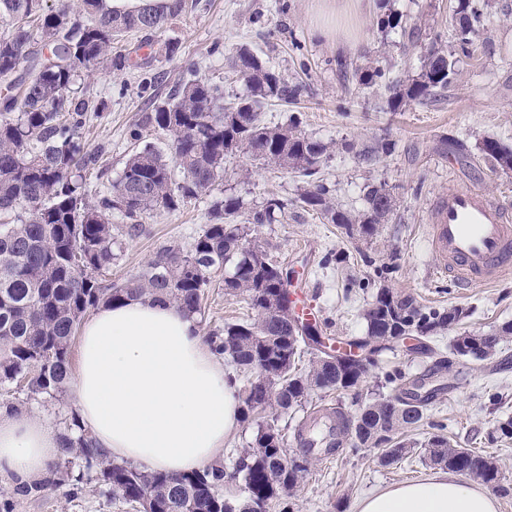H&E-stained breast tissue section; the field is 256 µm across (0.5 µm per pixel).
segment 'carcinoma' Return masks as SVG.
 <instances>
[{"instance_id": "1", "label": "carcinoma", "mask_w": 512, "mask_h": 512, "mask_svg": "<svg viewBox=\"0 0 512 512\" xmlns=\"http://www.w3.org/2000/svg\"><path fill=\"white\" fill-rule=\"evenodd\" d=\"M183 6V0H159L121 12L105 0H81L75 9H47L43 0H0V22L9 26V33L0 36V80L6 84L0 96V215L5 219L0 224V387L24 379L32 396H59L69 386L71 343L87 312L141 296L198 315L212 272L230 263L233 270L224 277V291L244 296L257 319L226 324L212 331L207 342L247 375L242 419L264 410L268 414L236 462L246 496L240 501L224 497L222 467L173 476L118 462L94 446L75 415L63 421L67 433L62 454L78 467L75 481L94 479L113 497L145 512H294L293 491L313 458L335 455L346 446L355 453L376 448L385 465L409 454L412 446L396 434L421 423L442 388L423 395L406 374L386 372L385 382L396 385L394 394L372 397L353 415L336 409L322 420L309 416L296 432L302 451L293 456L278 426L282 415L303 406L315 388L329 392L357 387L370 369L381 368L382 353L399 336L415 337L414 352L436 356L430 378L453 366L456 358L481 361L498 350L512 336V323L491 333H474L462 327L457 309H427L409 295L381 288L364 313L367 335L336 340L361 350L365 363L340 368L322 362L289 314L288 290L277 287L279 264L253 241L256 228L284 217L287 204L276 198L244 216L239 199L226 196L215 204L212 223L188 254L166 246L134 277L122 283L99 280L96 272L112 265L122 249L113 213L130 220L125 233L133 237L140 230V215L175 211L211 194L224 178V164L237 154L257 166L293 170L308 178V187L297 197L300 207L348 232L355 229L371 237L393 213L384 182L364 184V205L358 213L332 202L330 188L318 177L328 146L303 134L295 122L271 125L264 119L269 101H293L303 86L285 83L247 46L231 57L246 95L226 104L217 85L190 80L177 86L143 119L144 125L170 134L171 159L145 144L129 157L111 194L90 203L81 172L97 164L98 154L87 150L81 137L92 106L77 86L80 69L122 65L123 55L112 56L114 44L131 31L158 33ZM489 7V0H457L454 50L435 44L420 56L414 73L395 79L377 59L364 69L362 81L384 85L391 112L441 99L458 76L460 63L475 55ZM377 28L384 39L397 34L418 42L417 21L398 11L380 17ZM481 151L492 169L512 171L511 149L486 139ZM176 167L182 173L179 179ZM445 330L456 332L448 357L430 345ZM305 353L312 359L303 370L297 363ZM434 428L437 432L422 444L429 463L477 478L501 495L512 493L495 462L451 443L444 424Z\"/></svg>"}]
</instances>
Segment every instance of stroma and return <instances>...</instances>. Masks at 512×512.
<instances>
[{
	"label": "stroma",
	"instance_id": "obj_1",
	"mask_svg": "<svg viewBox=\"0 0 512 512\" xmlns=\"http://www.w3.org/2000/svg\"><path fill=\"white\" fill-rule=\"evenodd\" d=\"M185 12L172 18L152 38V59L141 67L82 73L87 94L98 115L89 116L81 135L89 151L100 152L86 175L89 200L112 191V183L134 151L129 131L141 126L144 141L167 149V132L141 121L153 102L164 101L183 81L205 79L220 85L226 100L243 96L246 88L229 67V60L246 45L269 58L287 81L303 84L297 101L270 103L267 123L284 124L298 116L307 136L330 143L332 152L320 176L332 189L336 204L357 211L363 206L366 180L388 184L396 209L388 224L371 238L348 236L320 215L302 210L294 201L304 179L294 171L255 167L243 156L227 162L224 178L204 198L175 211H153L140 218L141 231L124 238L122 252L100 274L103 282H121L136 275L165 246L188 248L208 222L214 201L239 197L243 211L261 209L267 199L288 202V217L259 227L256 237L271 256L297 277L289 293H303L328 336H362L363 313L372 302L380 267H388L385 286L412 296L420 305L467 311L464 325L486 331L512 322V278L492 286L458 288L439 276L430 257L424 226L436 196L449 184L475 186L492 198L512 204V172L493 170L479 146L488 136L512 149V0H491L488 29L479 58L464 61L446 97L437 105H411L400 112L386 109L381 85L362 84L357 71L380 58L396 72L412 71L421 49L433 41L452 44V11L448 0H187ZM418 18L417 50L408 52L400 36L382 38L377 20L387 10ZM176 45L168 53V45ZM159 77L157 86L145 79ZM450 137L465 145L464 153L445 148ZM389 140L393 150L374 164L362 161L363 148ZM224 271L211 276L204 299L201 334L255 316L243 297L225 294ZM382 370H373L357 389L344 393L312 392L302 407L279 420L289 454L300 446L294 438L299 423L315 409L330 405L356 413L375 393L390 394ZM444 393L430 407L427 420L406 437L415 441L412 455L381 465L378 450L321 456L314 459L304 482L294 493L295 512H354L356 502L390 485L422 478L432 472L425 462L423 441L435 422H444L451 440L495 458L505 483L512 485V440L490 439L495 427L512 417V340L488 361L457 359L442 377ZM10 400L22 414L59 426L75 412L73 391L57 398L31 397L12 389ZM262 415L242 422L224 447L221 464L227 474L225 497L240 499L244 483L235 477L242 448L253 438ZM50 489L37 496L15 494L13 480L0 475V492L11 497L12 512H133L112 498L97 481L78 483L58 471Z\"/></svg>",
	"mask_w": 512,
	"mask_h": 512
}]
</instances>
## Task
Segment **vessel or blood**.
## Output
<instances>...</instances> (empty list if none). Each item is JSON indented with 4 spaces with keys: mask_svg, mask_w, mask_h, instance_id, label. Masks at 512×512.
Segmentation results:
<instances>
[{
    "mask_svg": "<svg viewBox=\"0 0 512 512\" xmlns=\"http://www.w3.org/2000/svg\"><path fill=\"white\" fill-rule=\"evenodd\" d=\"M437 272L460 288L512 276V207L473 187H449L426 226Z\"/></svg>",
    "mask_w": 512,
    "mask_h": 512,
    "instance_id": "obj_1",
    "label": "vessel or blood"
}]
</instances>
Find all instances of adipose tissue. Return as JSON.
<instances>
[{"label":"adipose tissue","mask_w":512,"mask_h":512,"mask_svg":"<svg viewBox=\"0 0 512 512\" xmlns=\"http://www.w3.org/2000/svg\"><path fill=\"white\" fill-rule=\"evenodd\" d=\"M236 386L175 305L132 297L101 306L81 327L76 406L114 459L172 475L204 469L241 425ZM61 448L44 421L0 416V473L17 483L46 475ZM356 512H498V504L470 480L436 473L370 494Z\"/></svg>","instance_id":"adipose-tissue-1"}]
</instances>
